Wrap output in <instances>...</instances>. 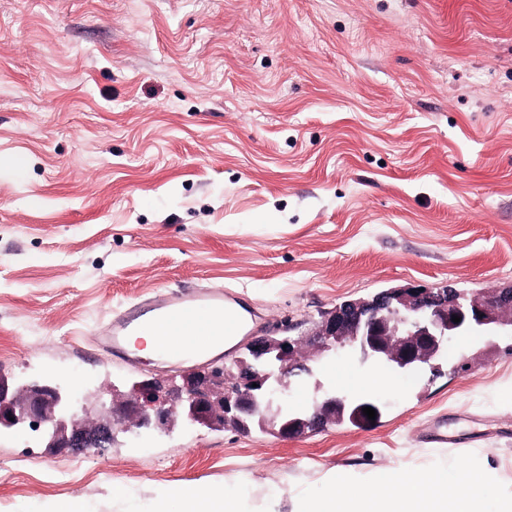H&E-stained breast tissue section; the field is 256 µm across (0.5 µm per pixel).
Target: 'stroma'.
<instances>
[{
  "label": "stroma",
  "instance_id": "obj_1",
  "mask_svg": "<svg viewBox=\"0 0 512 512\" xmlns=\"http://www.w3.org/2000/svg\"><path fill=\"white\" fill-rule=\"evenodd\" d=\"M512 285V0H0V377L78 406L192 370L112 356L113 313L232 292L247 336H298L390 288ZM441 373L354 351L292 378L379 401L373 424L297 438L187 425L59 452L0 427V512H150L222 485L254 504L323 473L498 468L512 494V331L454 340ZM453 436L437 442L436 430ZM122 486L124 499L112 497Z\"/></svg>",
  "mask_w": 512,
  "mask_h": 512
}]
</instances>
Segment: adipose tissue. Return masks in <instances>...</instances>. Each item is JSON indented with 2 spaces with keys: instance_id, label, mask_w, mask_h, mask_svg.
<instances>
[{
  "instance_id": "1",
  "label": "adipose tissue",
  "mask_w": 512,
  "mask_h": 512,
  "mask_svg": "<svg viewBox=\"0 0 512 512\" xmlns=\"http://www.w3.org/2000/svg\"><path fill=\"white\" fill-rule=\"evenodd\" d=\"M497 479L491 468L451 473L442 466L404 467L373 475L340 494L330 473L322 494L297 498L294 512H486L484 490ZM171 499L179 502L180 512H243L221 486L183 485L160 493L155 512H165Z\"/></svg>"
}]
</instances>
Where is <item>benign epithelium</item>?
Here are the masks:
<instances>
[{
  "instance_id": "7a95c632",
  "label": "benign epithelium",
  "mask_w": 512,
  "mask_h": 512,
  "mask_svg": "<svg viewBox=\"0 0 512 512\" xmlns=\"http://www.w3.org/2000/svg\"><path fill=\"white\" fill-rule=\"evenodd\" d=\"M455 315L461 317L460 322H453ZM508 326L512 328V288L468 297L452 288L390 289L366 303L344 302L336 306L308 333L296 338L251 339L244 344L250 359L237 357L232 362L238 371L236 387L219 393L215 378L200 374L183 380L178 401L189 424L210 426L219 417L226 422H243L261 414L263 403L283 398V391L271 388L270 380L282 382L306 371L301 361V348L305 344L319 355L350 349L359 352L365 360L411 371L431 364L456 336L470 333L491 336ZM0 401L3 402L1 425L50 423L51 447L60 451L101 450L108 446L114 428L136 432L162 430L170 421L171 400L157 394L149 381L139 383L112 405L108 423L100 425L92 437L79 423L80 408L56 387L39 388L21 397L11 396L7 389L0 387ZM365 407L373 408L375 404L350 403L342 396H328L316 402L307 417L281 424L279 433L285 438L301 436L347 410L365 421Z\"/></svg>"
}]
</instances>
